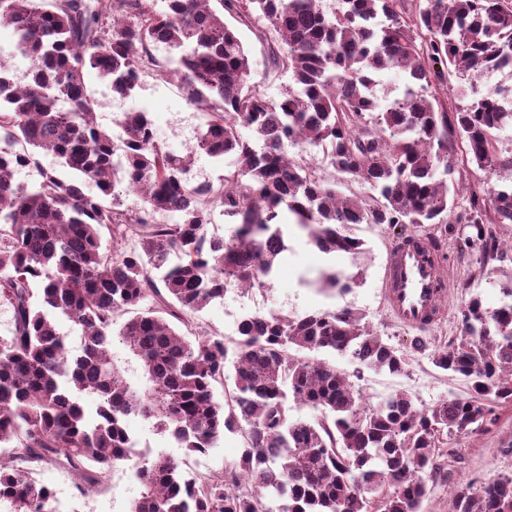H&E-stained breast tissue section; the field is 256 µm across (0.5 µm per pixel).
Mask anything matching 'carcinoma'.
Instances as JSON below:
<instances>
[{
    "label": "carcinoma",
    "instance_id": "obj_1",
    "mask_svg": "<svg viewBox=\"0 0 512 512\" xmlns=\"http://www.w3.org/2000/svg\"><path fill=\"white\" fill-rule=\"evenodd\" d=\"M238 24L289 74L282 99L250 82ZM0 26L27 61L20 83L0 70V303L13 314L0 336V500L47 512L55 491L31 477L33 463L70 469L81 488L99 484L124 462L136 415L191 455H207L226 430L244 449L203 476L166 454L142 457L130 512H420L439 449L512 401V301L493 312L477 296L462 303L460 333L433 362L468 394L427 408L405 392L373 403L310 357L329 349L360 367L406 370L348 307L247 317L231 347L199 333L192 315L231 285L265 287L293 231L325 254L362 252L354 224L385 225L394 238L428 224L442 239L460 167L509 171L456 218L471 225L458 252L479 245L478 273L500 258L488 225L512 224V149L497 135L512 127V94L474 88L469 104L448 106L436 90L452 71L512 70V0H338L330 13L319 0H0ZM88 69L121 99L145 74L180 77L187 103L206 109L196 148L229 159L223 180L202 192L185 182L189 158L157 143L142 110L122 113L115 146L95 122ZM390 69L405 84L383 104L374 87ZM289 145L300 152L288 156ZM313 148L374 194L342 195L308 159ZM36 150L76 179L53 167L33 187L16 182ZM122 190L140 195L141 211L119 208ZM212 204L232 221L226 238L207 236ZM357 285L356 274L323 276L341 293ZM62 317L79 332L77 354ZM115 335L142 362L148 393L130 390L112 363ZM290 401L317 414L301 420ZM452 512H512V477L458 486Z\"/></svg>",
    "mask_w": 512,
    "mask_h": 512
}]
</instances>
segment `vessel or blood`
I'll list each match as a JSON object with an SVG mask.
<instances>
[{
  "instance_id": "b4317fda",
  "label": "vessel or blood",
  "mask_w": 512,
  "mask_h": 512,
  "mask_svg": "<svg viewBox=\"0 0 512 512\" xmlns=\"http://www.w3.org/2000/svg\"><path fill=\"white\" fill-rule=\"evenodd\" d=\"M433 249L425 237L392 240L382 279L391 315L403 326L426 330L444 316L440 300L448 289L439 282Z\"/></svg>"
}]
</instances>
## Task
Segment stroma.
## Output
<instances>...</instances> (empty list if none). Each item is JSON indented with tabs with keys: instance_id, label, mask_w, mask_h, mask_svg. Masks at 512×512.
<instances>
[{
	"instance_id": "1",
	"label": "stroma",
	"mask_w": 512,
	"mask_h": 512,
	"mask_svg": "<svg viewBox=\"0 0 512 512\" xmlns=\"http://www.w3.org/2000/svg\"><path fill=\"white\" fill-rule=\"evenodd\" d=\"M239 33L248 51L252 84L266 97L279 98L289 84L288 74L271 67L265 45L247 27H240ZM132 109L147 112L156 137L166 150L180 156L193 154L195 167L204 168L211 180L223 175V163L195 151V138L174 125L180 116L191 117L197 125L204 122L203 115L187 105L178 81L143 76L132 96L122 101L119 109L98 108L96 120L112 131L121 112ZM491 230L498 241L506 245L507 251L481 276L474 273L477 252L459 255L455 237L446 240L445 248L451 257L447 275L452 283L443 303L446 316L422 334L400 326L383 306L381 278L390 237L383 226L376 224L352 225L351 236L364 243L362 252L354 256L342 254L327 258L306 236H292L288 258L267 289H229L223 298L197 313L195 319L204 331L220 334L229 342L236 338L237 325L246 316L275 312L295 318L316 310L350 307L362 314L370 330L397 348L408 363L406 370L394 374L367 368L359 371L346 357L332 351L316 352V359L349 374L360 372L358 386L363 396L371 401L378 402L403 391L411 395L417 406L429 407L467 391L461 377L437 368L432 362L433 353L458 335L462 302L476 295L487 311H494L504 301L503 285L512 282V224H495ZM328 265L348 273H361L363 281L344 294L315 288L314 282L321 269ZM495 414V422L487 429L455 438L448 445L446 453L439 458L438 473L426 480L422 512H450L458 484L479 486L497 476H512V402L498 404ZM127 425L139 448L151 455L166 453L183 461L185 469L193 473L205 474L236 463L243 451L241 436L228 432L208 455L189 457L184 449L158 434L143 418L129 417ZM135 466V461L124 462L103 478L95 492L83 497L77 496L73 474L64 467L44 464L35 468L32 475L60 491L74 512H129L131 503L142 492L134 477Z\"/></svg>"
}]
</instances>
